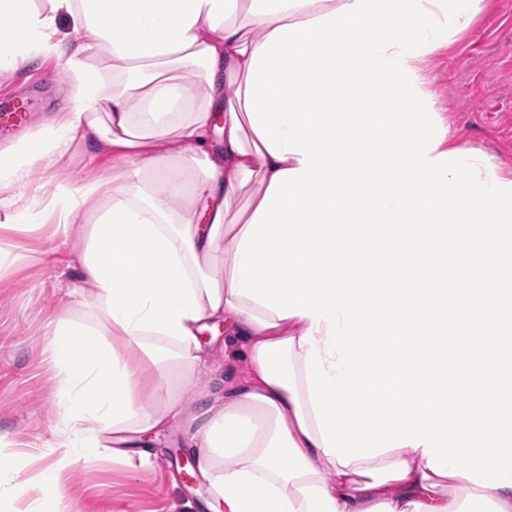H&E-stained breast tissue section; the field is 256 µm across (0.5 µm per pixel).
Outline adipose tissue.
Returning a JSON list of instances; mask_svg holds the SVG:
<instances>
[{"label":"adipose tissue","mask_w":512,"mask_h":512,"mask_svg":"<svg viewBox=\"0 0 512 512\" xmlns=\"http://www.w3.org/2000/svg\"><path fill=\"white\" fill-rule=\"evenodd\" d=\"M349 2L0 0V74L61 59L70 103L0 150V222L80 225L70 292L92 298L87 316L60 317L50 333L61 427L47 465L18 482L14 452L0 448V512L24 496L29 512H60L63 471L106 446L126 456L125 435L182 415L178 392L210 363L199 340L210 322L224 325L231 372L195 414L193 445L224 512H512V487L435 474L419 449L346 467L325 455L306 381L310 318H279L231 291L237 245L273 176L300 167L250 125L252 53L277 27ZM64 16L76 40L61 35ZM77 156L111 165L79 184L36 181ZM17 184L33 205L5 196Z\"/></svg>","instance_id":"adipose-tissue-1"}]
</instances>
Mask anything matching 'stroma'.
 I'll return each instance as SVG.
<instances>
[{
	"mask_svg": "<svg viewBox=\"0 0 512 512\" xmlns=\"http://www.w3.org/2000/svg\"><path fill=\"white\" fill-rule=\"evenodd\" d=\"M437 107L456 144L483 151L512 172V0H480L472 29L425 63ZM57 60L0 77V102L24 100L26 133L65 111L66 85ZM14 261L0 269V440L13 442L31 480L33 458L55 439L59 384L45 351L49 324L63 309L87 308L68 295L69 234L61 229L0 227ZM187 421L169 424L145 449L146 462L90 455L64 477L78 512H207L208 487L186 479L173 448L195 456Z\"/></svg>",
	"mask_w": 512,
	"mask_h": 512,
	"instance_id": "obj_1",
	"label": "stroma"
}]
</instances>
